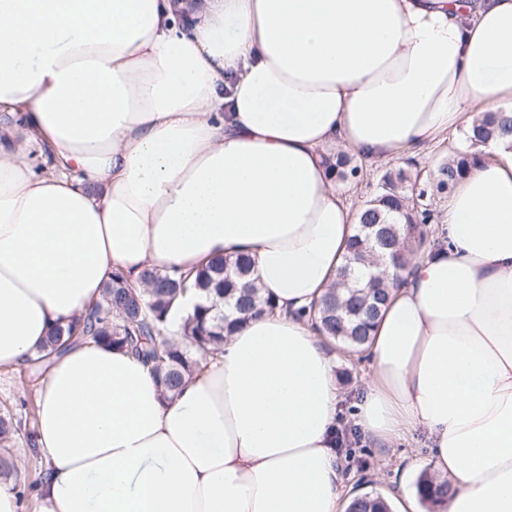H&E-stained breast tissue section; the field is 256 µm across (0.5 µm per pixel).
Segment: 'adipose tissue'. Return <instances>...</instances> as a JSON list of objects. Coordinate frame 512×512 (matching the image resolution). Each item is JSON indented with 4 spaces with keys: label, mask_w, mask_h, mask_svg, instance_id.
Returning <instances> with one entry per match:
<instances>
[{
    "label": "adipose tissue",
    "mask_w": 512,
    "mask_h": 512,
    "mask_svg": "<svg viewBox=\"0 0 512 512\" xmlns=\"http://www.w3.org/2000/svg\"><path fill=\"white\" fill-rule=\"evenodd\" d=\"M512 107V0H0V370L113 269L241 254L278 310L164 398L130 354L38 381L33 512H343V352L303 309L354 217L326 165L378 166ZM364 348L351 414L424 433L447 512H512V149L478 148Z\"/></svg>",
    "instance_id": "1"
}]
</instances>
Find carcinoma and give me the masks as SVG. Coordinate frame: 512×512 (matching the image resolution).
<instances>
[{
    "mask_svg": "<svg viewBox=\"0 0 512 512\" xmlns=\"http://www.w3.org/2000/svg\"><path fill=\"white\" fill-rule=\"evenodd\" d=\"M512 139V110L487 113L465 134L469 150L435 164L430 179L419 178L400 169L383 174L374 196L356 210V229L349 242L345 264L337 284L324 296L314 315L319 331L326 337L360 351L370 338L374 321L389 299L390 285L406 270V252L417 250L426 241L424 229L436 223L427 198L449 193L473 165L472 150L491 137ZM336 180L346 183L361 173L353 157L339 151L329 159ZM379 265L392 270L386 276L358 274L362 266ZM192 292L206 297L183 326L188 344L169 339L168 315L174 302ZM275 302L259 296L250 277V262L244 258H221L184 274L177 269L145 268L132 282L119 271L105 283L102 300L79 313L65 325L51 329L43 346L28 358L35 371L47 368L53 357L63 356L79 343L105 344L125 349L148 366L163 393L172 398L201 368L207 357L224 346V336L238 323L272 313ZM22 419L12 409H0V479L10 480L15 465L10 453ZM422 501L432 505L448 500L453 488L448 481H436L424 474L418 481ZM349 512H390L381 495L356 497Z\"/></svg>",
    "mask_w": 512,
    "mask_h": 512,
    "instance_id": "1",
    "label": "carcinoma"
}]
</instances>
